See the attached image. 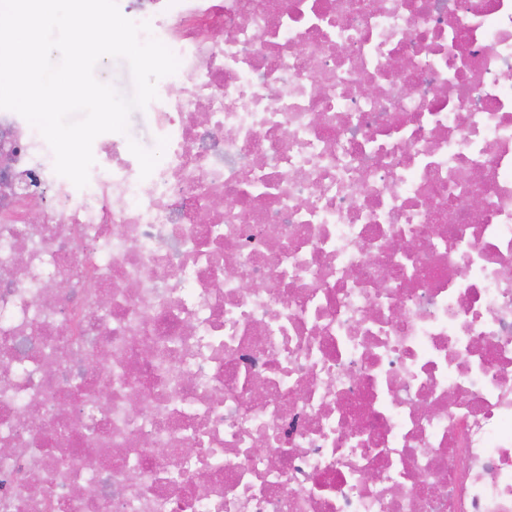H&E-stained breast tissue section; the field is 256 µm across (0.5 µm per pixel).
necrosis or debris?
Returning <instances> with one entry per match:
<instances>
[{
  "label": "necrosis or debris",
  "mask_w": 512,
  "mask_h": 512,
  "mask_svg": "<svg viewBox=\"0 0 512 512\" xmlns=\"http://www.w3.org/2000/svg\"><path fill=\"white\" fill-rule=\"evenodd\" d=\"M118 7L159 158L0 110V512H512V0Z\"/></svg>",
  "instance_id": "obj_1"
}]
</instances>
